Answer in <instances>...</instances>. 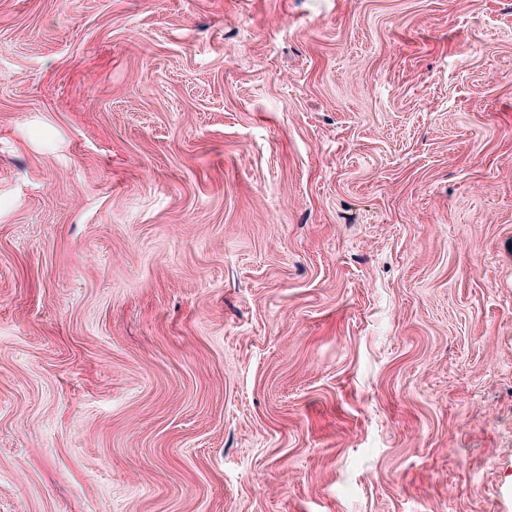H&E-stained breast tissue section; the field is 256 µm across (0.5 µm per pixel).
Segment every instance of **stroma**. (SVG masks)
Wrapping results in <instances>:
<instances>
[{
    "label": "stroma",
    "mask_w": 512,
    "mask_h": 512,
    "mask_svg": "<svg viewBox=\"0 0 512 512\" xmlns=\"http://www.w3.org/2000/svg\"><path fill=\"white\" fill-rule=\"evenodd\" d=\"M0 512H512V0H0Z\"/></svg>",
    "instance_id": "35a3bbf8"
}]
</instances>
